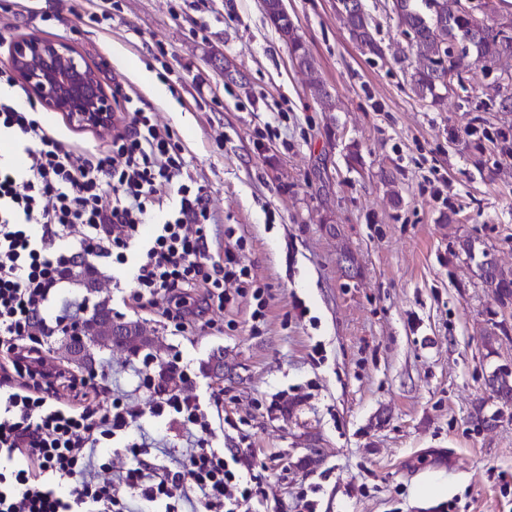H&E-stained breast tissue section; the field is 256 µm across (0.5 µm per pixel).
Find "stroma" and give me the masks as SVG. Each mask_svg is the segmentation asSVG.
<instances>
[{
  "label": "stroma",
  "mask_w": 512,
  "mask_h": 512,
  "mask_svg": "<svg viewBox=\"0 0 512 512\" xmlns=\"http://www.w3.org/2000/svg\"><path fill=\"white\" fill-rule=\"evenodd\" d=\"M0 0L9 40L70 41L168 126L209 195L211 238L231 243L264 288L185 329L164 301L131 305L130 268L100 267L99 292L61 298L140 321L160 362L180 359L220 422L218 448H241L264 478L267 512H512V408L486 377L512 364V327L461 250L469 240L512 270V135L489 84L419 100L397 62L409 38L364 0L381 55L363 53L336 0H288L315 74L297 68L261 0ZM318 77L335 100L323 111ZM40 119L69 148L105 149L108 130L59 112ZM358 159H351V152ZM232 237H225V229ZM115 346L87 377L140 407L141 373L159 364Z\"/></svg>",
  "instance_id": "35a3bbf8"
}]
</instances>
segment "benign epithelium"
<instances>
[{"label": "benign epithelium", "mask_w": 512, "mask_h": 512, "mask_svg": "<svg viewBox=\"0 0 512 512\" xmlns=\"http://www.w3.org/2000/svg\"><path fill=\"white\" fill-rule=\"evenodd\" d=\"M8 63L28 95L88 128L112 126V92L74 46L31 34L9 44Z\"/></svg>", "instance_id": "7a95c632"}]
</instances>
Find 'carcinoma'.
<instances>
[{"instance_id": "carcinoma-1", "label": "carcinoma", "mask_w": 512, "mask_h": 512, "mask_svg": "<svg viewBox=\"0 0 512 512\" xmlns=\"http://www.w3.org/2000/svg\"><path fill=\"white\" fill-rule=\"evenodd\" d=\"M391 12L398 26L410 38V52L419 65L404 71L411 91L420 100L437 104L442 99L441 91L446 89L448 71H456L459 85L477 81V74L464 76L457 71V57L472 54L483 74L499 71V63L504 58H512V19L495 21L484 11L478 13L464 10L461 0H391ZM344 21L350 37L365 53L378 55L381 48L376 42L368 18L362 7V0H353V8L344 11ZM288 29V48L292 58L306 70L314 69V62L297 33V27L288 19L284 23ZM498 104L512 110V73L500 76L496 83ZM482 260L476 263L477 275L499 305L512 304V273L498 270L491 274L489 267L496 266L489 252L482 251ZM62 345L70 355V361L78 367L85 361H93L95 353L102 349L122 346L137 354L149 350L153 340L137 341L120 336L99 333L91 337L82 357H75L68 336H63Z\"/></svg>"}]
</instances>
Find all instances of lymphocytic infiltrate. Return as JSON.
Instances as JSON below:
<instances>
[{
	"mask_svg": "<svg viewBox=\"0 0 512 512\" xmlns=\"http://www.w3.org/2000/svg\"><path fill=\"white\" fill-rule=\"evenodd\" d=\"M126 124L112 147L76 152L49 133L32 112L0 101V128L11 130L26 155L22 170L0 166V512H175L192 498L195 512H238L257 499L260 479L244 453L213 447V417L195 398L179 361L182 386L142 379L147 410L109 397L105 382L76 378L44 355L36 331L51 334L86 310L64 302L54 323L41 319L79 252L130 264L132 302L165 297L163 314L177 327L234 307L252 296L263 320L264 291L238 253L211 252L209 198L191 176L172 131L125 96ZM178 203L164 211L163 197ZM156 221L150 238L141 227ZM76 240L78 249L64 247ZM164 417L195 436L176 466L152 454L146 438L130 437L142 413ZM121 439L130 464L119 484L101 480L111 462L94 458ZM75 479L61 491L58 479Z\"/></svg>",
	"mask_w": 512,
	"mask_h": 512,
	"instance_id": "obj_1",
	"label": "lymphocytic infiltrate"
}]
</instances>
